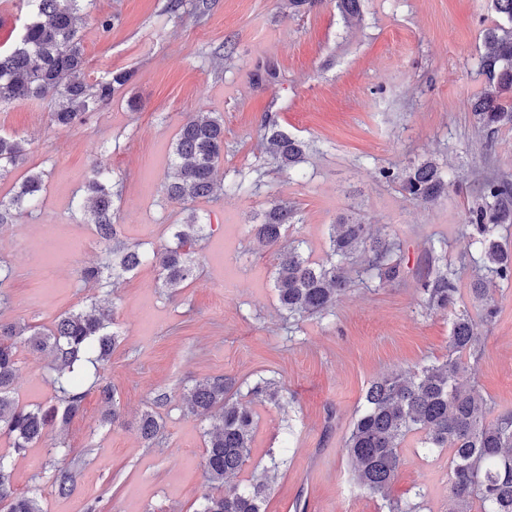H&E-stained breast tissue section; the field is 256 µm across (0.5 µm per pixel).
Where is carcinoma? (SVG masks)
Segmentation results:
<instances>
[{"mask_svg":"<svg viewBox=\"0 0 512 512\" xmlns=\"http://www.w3.org/2000/svg\"><path fill=\"white\" fill-rule=\"evenodd\" d=\"M26 16L12 48L0 53V105L28 99L51 103L50 122L68 128L84 121L98 105L129 84L133 74L119 70L99 81L86 78L87 61L82 46L78 13L83 0H23ZM502 22L485 32L486 52L478 68L484 87L471 103L477 126L490 132L512 129V0H490ZM269 161L292 168L305 154L303 141L282 131L269 117L261 125ZM28 142L15 134H0V179L24 166ZM224 161V118L216 112H195L182 125L173 144L174 176L165 185L166 197L187 206L223 190L215 172ZM381 178L396 181L412 199L435 202L448 192L437 161L404 168H383ZM45 190V172L28 170L17 191L0 198V224H14L29 216ZM481 204L469 212L463 234L479 252L478 273L471 284L480 302L478 318L457 315L448 336V355L415 369H400L369 384L363 402L350 425L343 451L352 465L354 482L370 495L385 501L388 512H418L422 503L404 505L389 499L390 486L402 465L400 448L410 433L420 435L421 448L433 453L452 450L448 466L450 512H472L480 502L481 512H512V411L489 416L495 403L478 394L470 384L471 362L482 353L483 330L494 324L498 307L490 296L495 281L512 280V249L495 235L496 227L512 224V180L489 175L480 181ZM118 197L112 174L96 162L82 195L75 201L84 223L94 226L105 257L85 266L79 277L85 284L116 288L152 263L161 285L177 291L188 285L199 261L198 242L205 237L204 224L189 213L174 224L172 241L147 250L122 236L114 199ZM296 212L288 202L272 198L248 225L252 239L264 246H277L274 288L280 310L298 321L323 315L336 305L352 282L354 256L366 251L365 267L357 276L383 285L403 279L401 261L394 258L396 243L389 238L368 241L369 225L341 219L332 225L330 252L322 263L306 258L300 245L283 246L288 225ZM431 271L421 290L425 307L445 313L457 293V272L446 255L430 250ZM114 310L92 303L66 312L49 328L19 321L0 320V434L8 435L18 453L36 445L48 432H64L83 413L88 390L84 388L81 362L87 358L95 369L90 388L103 403L112 406L105 421L119 420L115 393L105 372L119 333L113 330ZM26 344L49 358L53 399L34 407L19 404L12 396L16 376L17 345ZM235 381L222 376L206 378L189 389L187 412L208 416L205 471L210 492L200 512H266L269 476L245 487L226 485L229 475L248 460L256 420L238 399ZM249 394L278 405L280 389L260 378ZM141 438L150 444L164 430L161 416L146 411L138 425ZM76 473L71 463L54 464L53 486L61 495L71 492ZM13 470L0 461V512H43L34 497L14 491Z\"/></svg>","mask_w":512,"mask_h":512,"instance_id":"carcinoma-1","label":"carcinoma"}]
</instances>
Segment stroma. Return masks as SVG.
Wrapping results in <instances>:
<instances>
[{
	"label": "stroma",
	"mask_w": 512,
	"mask_h": 512,
	"mask_svg": "<svg viewBox=\"0 0 512 512\" xmlns=\"http://www.w3.org/2000/svg\"><path fill=\"white\" fill-rule=\"evenodd\" d=\"M167 0H89L79 33L90 79L107 71L134 76L84 123L58 128L46 101L0 106V133L30 142L25 169L47 172L33 216L0 225V260L14 273L0 283L8 303L0 320L51 327L64 312L112 298L121 342L107 375L124 421L102 425L105 406L90 392L65 433L50 432L16 453L0 435V456L14 470L17 493L43 512H197L209 483L204 470L210 423L185 414L184 396L202 379L244 384L280 381L286 407L240 393L257 416L249 459L233 476L247 485L265 469L276 478L266 512H387L381 499L352 480L342 451L368 384L400 368L448 353L452 314L428 311L420 284L431 244L458 267L455 312L478 315L462 226L480 202L489 170L512 175V130L478 129L468 104L483 89L478 60L498 16L489 0H360L346 19L336 0L292 12L287 0H207L204 15L168 14ZM110 17V28L99 20ZM279 78L255 85L258 65ZM224 117V162L218 181L261 179L259 191L224 192L194 208L209 235L204 258L179 294L162 288L154 267L142 268L114 295L82 284L79 269L102 252L92 225L74 213L92 159L120 181V230L162 245L184 218L163 185L176 135L190 113ZM289 135L314 142L305 162L282 169L267 161L260 137L265 117ZM437 159L450 187L435 203L410 199L380 169ZM25 169L0 180L9 197ZM294 206L288 230L311 261L325 260L331 224L349 216L394 237L404 269L384 287L352 282L331 312L288 323L276 303L275 250L257 246L247 226L271 197ZM500 309L484 334L473 384L499 408L512 410V284L496 283ZM53 391L45 357L19 348L13 396L46 402ZM160 414L164 435L145 443L137 422ZM76 462L69 495L51 486L53 464ZM424 491L426 512H448V457L428 454L417 435L404 442L403 463L389 496L411 502Z\"/></svg>",
	"instance_id": "stroma-1"
}]
</instances>
